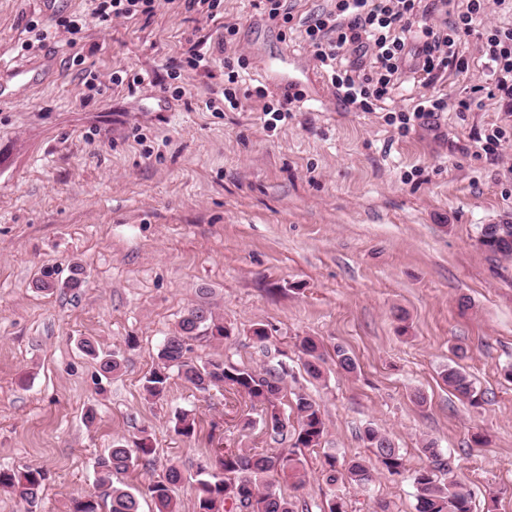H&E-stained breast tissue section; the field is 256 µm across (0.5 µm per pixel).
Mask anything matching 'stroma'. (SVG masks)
Listing matches in <instances>:
<instances>
[{
    "label": "stroma",
    "mask_w": 512,
    "mask_h": 512,
    "mask_svg": "<svg viewBox=\"0 0 512 512\" xmlns=\"http://www.w3.org/2000/svg\"><path fill=\"white\" fill-rule=\"evenodd\" d=\"M256 2L222 0L203 18L166 0L151 15L102 23L92 0H71L67 16L86 21L76 66L64 29L38 42L35 28L55 27L40 0H0V58L52 68L47 84L0 102V161L14 169L0 176V468H42L36 512H69L78 496L108 500L97 459L146 437L152 463L119 483L141 488L179 466V512H196L192 476L209 449L274 446L245 396L201 393L176 376L162 399L145 395L165 338L203 304L233 337H198L192 359L285 371V404L304 393L324 414L320 446L304 452V488L280 487L302 512H327L335 497L346 512H416L411 473L427 465L428 441L471 492L473 512H512V259L478 243L483 225L512 223V142L500 161L475 151L491 128L512 138V112L493 100L451 108L402 136L383 112L343 111L302 30L333 0H282L297 25L286 35ZM228 23L238 33L219 55ZM192 48L207 69L184 67ZM241 53L266 99L210 111L225 59ZM88 70L98 90L86 88ZM292 84L306 103L266 119L264 101ZM75 263L81 287L34 288L44 269L65 277ZM258 322L270 333L263 348L250 335ZM306 336L347 349L356 371L331 360L311 379L298 349ZM86 338L117 355L120 371L102 373L80 348ZM455 361L483 392L481 407L443 384ZM180 411L196 420L192 437L173 428ZM368 426L400 449L406 475L327 484L326 455H366Z\"/></svg>",
    "instance_id": "obj_1"
}]
</instances>
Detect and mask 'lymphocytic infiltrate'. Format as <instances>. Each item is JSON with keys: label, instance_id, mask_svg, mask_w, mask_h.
I'll return each mask as SVG.
<instances>
[{"label": "lymphocytic infiltrate", "instance_id": "f902f5d3", "mask_svg": "<svg viewBox=\"0 0 512 512\" xmlns=\"http://www.w3.org/2000/svg\"><path fill=\"white\" fill-rule=\"evenodd\" d=\"M512 0H465V8L453 0H336L333 10L312 16L305 42L317 66L336 91L343 109L369 112L379 108L389 114V124L400 135L447 110V99L432 95L448 73L470 69L462 47L469 38L481 42L482 68L489 79L486 96L512 100V25H497L494 9ZM246 55L225 61L230 86L224 101L237 108L240 97L263 99V87L237 94L240 69ZM422 89L411 105L396 103L406 80ZM302 91L284 94L275 104L264 101L263 111L283 120L302 102Z\"/></svg>", "mask_w": 512, "mask_h": 512}]
</instances>
